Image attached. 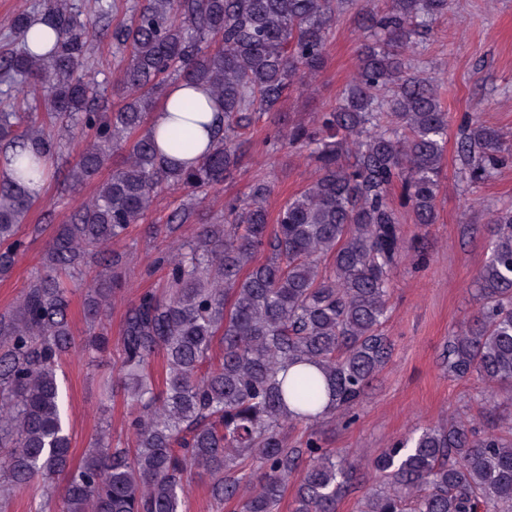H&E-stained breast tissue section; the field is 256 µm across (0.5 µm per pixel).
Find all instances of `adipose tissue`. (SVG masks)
Here are the masks:
<instances>
[{
  "label": "adipose tissue",
  "instance_id": "adipose-tissue-1",
  "mask_svg": "<svg viewBox=\"0 0 512 512\" xmlns=\"http://www.w3.org/2000/svg\"><path fill=\"white\" fill-rule=\"evenodd\" d=\"M190 97L203 103L204 108L199 112H180L175 108L178 100ZM208 92L204 87L194 86L189 87L184 84H177L172 87L168 102H166L161 109L154 112L150 127L157 135H164L165 132L172 126L184 123L185 121H193L194 123V137L195 147L193 150L194 155H201L210 145L211 138L207 130L208 123H211L215 117L214 111L207 105Z\"/></svg>",
  "mask_w": 512,
  "mask_h": 512
}]
</instances>
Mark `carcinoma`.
Here are the masks:
<instances>
[{
	"mask_svg": "<svg viewBox=\"0 0 512 512\" xmlns=\"http://www.w3.org/2000/svg\"><path fill=\"white\" fill-rule=\"evenodd\" d=\"M354 0H139L112 28L127 53L118 106L85 80L93 22L70 0H43L11 21L24 40L40 17L55 31L42 54L0 51V83L36 106L0 112V276L27 248L21 234L35 198L21 182L51 178L66 122L86 144L68 171L80 187L112 166L93 197L56 228L44 269L0 312V507L42 482L35 512H183L192 479L234 512H337L365 487L357 512H512V419L480 433L453 409L383 449L366 472L324 446L325 422L350 427L392 357L383 331L404 240L391 196L402 188L415 223L438 222L449 113L435 78L408 51L448 14L451 0H360L363 40L353 81L336 106L308 123L280 111L286 94L322 70L329 34ZM206 86L224 112L212 149L185 167L157 149L151 115L176 81ZM274 116V146L308 152L315 176L275 221L270 186L224 202L218 222L186 237L194 203L172 210L156 234L162 289L126 311L116 382L130 404L126 438L100 430L71 465L68 414L57 379L75 348L69 288L85 287L92 334L79 352L109 347L103 323L122 299L127 256L108 250L144 224L167 190L206 194L246 156L255 115ZM172 151L194 147L186 126ZM512 160V138L474 114L456 142L459 179L475 184ZM486 259L475 276L476 312L448 339V374L476 380L487 403H512V207L491 214ZM98 264L91 281L86 268ZM163 359L157 383L150 366ZM66 487L54 496L55 477Z\"/></svg>",
	"mask_w": 512,
	"mask_h": 512,
	"instance_id": "cac0c4a2",
	"label": "carcinoma"
}]
</instances>
